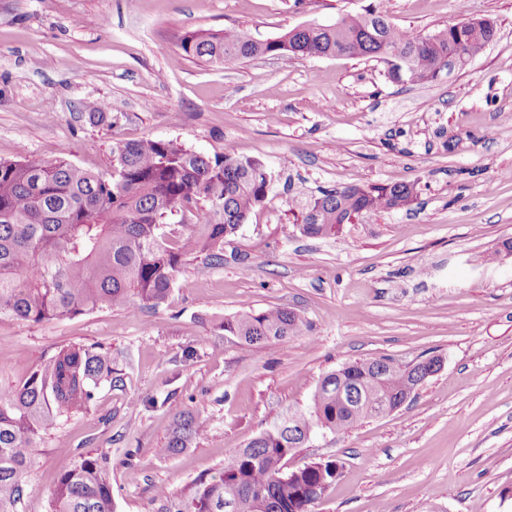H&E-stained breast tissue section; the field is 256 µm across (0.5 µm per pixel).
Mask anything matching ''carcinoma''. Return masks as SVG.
I'll use <instances>...</instances> for the list:
<instances>
[{"label": "carcinoma", "mask_w": 512, "mask_h": 512, "mask_svg": "<svg viewBox=\"0 0 512 512\" xmlns=\"http://www.w3.org/2000/svg\"><path fill=\"white\" fill-rule=\"evenodd\" d=\"M496 29L448 25L429 34L398 28L379 7L347 12L328 24L309 23L260 40L247 28L192 31L182 58L235 62L259 56L374 58L401 84H423L448 68V57L471 61ZM116 173L104 177L57 158L0 161V317L40 323L101 309L158 307L188 257L218 261L234 235L264 202V166L230 153L214 159L173 140L113 146ZM410 183L321 191L304 212L301 235L326 238L358 215L404 208ZM180 227L172 228L175 217ZM241 345H267L309 332L284 307L247 305L217 324ZM437 358L408 368L390 357L368 358L326 374L309 412L290 411L224 467L181 495L160 490L155 512H311L336 479L334 460L312 462L290 476L285 460L316 429L336 432L401 408L429 376ZM112 350L72 343L41 362L19 387L0 391V512H23L27 476L40 462V443L58 423L90 410L97 389L115 384ZM358 392L344 400L336 388ZM208 420L179 414L166 443L174 456L207 431ZM50 512H114L112 467L105 453L79 455L58 479Z\"/></svg>", "instance_id": "obj_1"}]
</instances>
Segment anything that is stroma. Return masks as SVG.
<instances>
[{
	"instance_id": "obj_1",
	"label": "stroma",
	"mask_w": 512,
	"mask_h": 512,
	"mask_svg": "<svg viewBox=\"0 0 512 512\" xmlns=\"http://www.w3.org/2000/svg\"><path fill=\"white\" fill-rule=\"evenodd\" d=\"M380 5L430 33L488 18L497 35L463 71L422 85L355 57L179 60L189 30L246 27L261 40ZM107 104L90 120L87 102ZM173 140L209 157L261 161L267 197L224 242L220 262H187L157 308L40 324L0 319V389L58 347L112 349L117 386L52 430L27 479L24 512H47L74 456L105 452L115 512H154L224 466L290 410H310L322 377L389 356L439 357L410 402L288 458L339 464L312 512H512V0H0V160L65 158L112 172L115 143ZM414 184L405 209L358 218L332 238L298 230L307 204L340 184ZM285 307L308 334L246 346L215 320ZM208 432L163 458L183 412Z\"/></svg>"
}]
</instances>
